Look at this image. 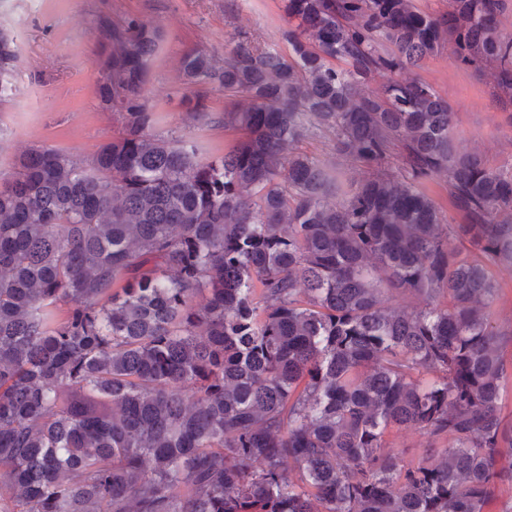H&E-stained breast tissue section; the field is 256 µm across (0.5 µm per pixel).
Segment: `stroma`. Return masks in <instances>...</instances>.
Here are the masks:
<instances>
[{
  "mask_svg": "<svg viewBox=\"0 0 512 512\" xmlns=\"http://www.w3.org/2000/svg\"><path fill=\"white\" fill-rule=\"evenodd\" d=\"M104 16H133L161 29L143 101L157 116L158 134L191 133L211 153L223 152L239 133L186 112L181 56L194 48L219 60L232 36L247 32L272 44L286 26L281 0H0V19L15 36L19 58L11 91L0 99V175L12 174L28 148L47 146L85 162L117 134L118 124L100 104L93 65ZM418 75L452 107L454 137L464 151L496 166L512 164V123L485 78L445 51Z\"/></svg>",
  "mask_w": 512,
  "mask_h": 512,
  "instance_id": "obj_1",
  "label": "stroma"
}]
</instances>
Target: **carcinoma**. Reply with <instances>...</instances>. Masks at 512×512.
<instances>
[{"label": "carcinoma", "instance_id": "1", "mask_svg": "<svg viewBox=\"0 0 512 512\" xmlns=\"http://www.w3.org/2000/svg\"><path fill=\"white\" fill-rule=\"evenodd\" d=\"M505 9L283 0L288 52L182 56L188 112L241 132L218 155L154 129L158 29L100 19L121 132L84 165L33 148L0 185V512H486L512 487V166L458 152L414 75L449 46L511 121ZM16 67L1 24L0 98ZM315 130L368 177L299 149ZM406 429L408 461L386 441ZM500 280L504 290L494 308L498 315V321L507 322L508 319H512V276L510 278L509 273L503 271L500 274ZM390 446L400 453H405L406 459L417 458L420 452V444L422 443V438L420 435L414 431H406L399 435L392 436L389 438Z\"/></svg>", "mask_w": 512, "mask_h": 512}]
</instances>
